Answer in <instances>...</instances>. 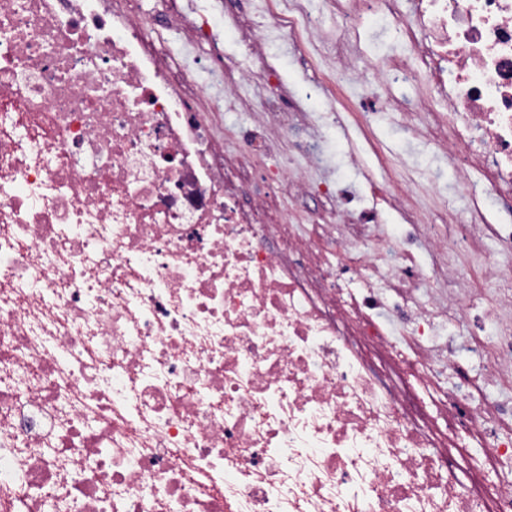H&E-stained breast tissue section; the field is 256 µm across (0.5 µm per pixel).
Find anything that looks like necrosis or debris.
<instances>
[{"label": "necrosis or debris", "instance_id": "4bbe7bcc", "mask_svg": "<svg viewBox=\"0 0 512 512\" xmlns=\"http://www.w3.org/2000/svg\"><path fill=\"white\" fill-rule=\"evenodd\" d=\"M163 26L212 50L231 108L261 78L248 157L338 83L370 116L424 115L434 155L481 175L467 223L512 243V0H267L232 59L205 14L164 0ZM407 55L370 57L364 26ZM328 82L289 89L271 52L308 49ZM106 0H0V512H512V273L493 280L494 331L464 306L472 352L510 396L422 346L425 312L384 296L428 279L397 237L356 234L343 263L272 220L274 195L211 141L196 86ZM402 329L393 332L390 318ZM453 379L428 413L421 389ZM482 443L469 480L462 439Z\"/></svg>", "mask_w": 512, "mask_h": 512}]
</instances>
